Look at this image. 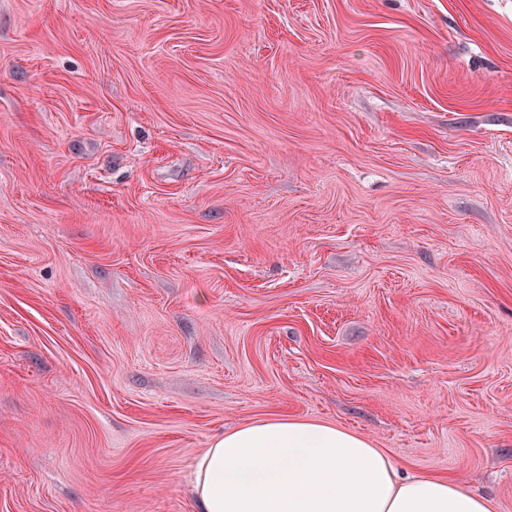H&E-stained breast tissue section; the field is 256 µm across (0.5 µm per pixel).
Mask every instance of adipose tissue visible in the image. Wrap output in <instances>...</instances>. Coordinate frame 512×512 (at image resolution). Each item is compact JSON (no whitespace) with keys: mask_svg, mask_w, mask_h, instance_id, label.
<instances>
[{"mask_svg":"<svg viewBox=\"0 0 512 512\" xmlns=\"http://www.w3.org/2000/svg\"><path fill=\"white\" fill-rule=\"evenodd\" d=\"M199 512H496L440 475L400 477L385 449L334 425L271 416L194 461Z\"/></svg>","mask_w":512,"mask_h":512,"instance_id":"ef3b65f1","label":"adipose tissue"}]
</instances>
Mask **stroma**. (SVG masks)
<instances>
[{
	"label": "stroma",
	"mask_w": 512,
	"mask_h": 512,
	"mask_svg": "<svg viewBox=\"0 0 512 512\" xmlns=\"http://www.w3.org/2000/svg\"><path fill=\"white\" fill-rule=\"evenodd\" d=\"M273 414L512 512V0H0V512Z\"/></svg>",
	"instance_id": "obj_1"
}]
</instances>
